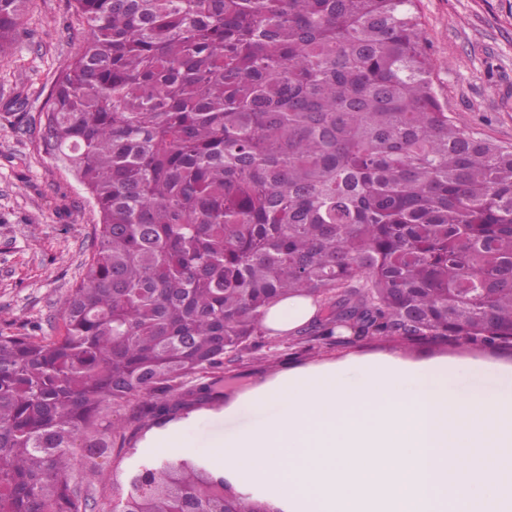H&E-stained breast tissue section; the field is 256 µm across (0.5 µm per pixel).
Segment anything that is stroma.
Instances as JSON below:
<instances>
[{
	"mask_svg": "<svg viewBox=\"0 0 512 512\" xmlns=\"http://www.w3.org/2000/svg\"><path fill=\"white\" fill-rule=\"evenodd\" d=\"M418 14L440 104L474 136L512 146V0H419ZM82 39L74 0H28L13 49L0 56V331L58 335L95 249L98 209L43 141L52 86ZM262 341L257 353L225 365L222 405L170 423L167 445L146 435L141 457L210 459L214 444L262 419L246 394L293 368L398 353L491 363L512 377V351L393 339L324 346L270 332Z\"/></svg>",
	"mask_w": 512,
	"mask_h": 512,
	"instance_id": "obj_1",
	"label": "stroma"
}]
</instances>
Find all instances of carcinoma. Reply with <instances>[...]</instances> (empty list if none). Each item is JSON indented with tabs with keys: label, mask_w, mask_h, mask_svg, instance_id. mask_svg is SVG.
<instances>
[{
	"label": "carcinoma",
	"mask_w": 512,
	"mask_h": 512,
	"mask_svg": "<svg viewBox=\"0 0 512 512\" xmlns=\"http://www.w3.org/2000/svg\"><path fill=\"white\" fill-rule=\"evenodd\" d=\"M27 0H0V54ZM44 140L97 247L50 339L0 333V512H268L206 461L118 474L224 400L276 302L332 341L512 349V146L438 102L416 0H75ZM124 408V423L112 411ZM317 310L312 298H288L269 308L264 324L280 333L291 332L312 322L317 316Z\"/></svg>",
	"instance_id": "obj_1"
}]
</instances>
